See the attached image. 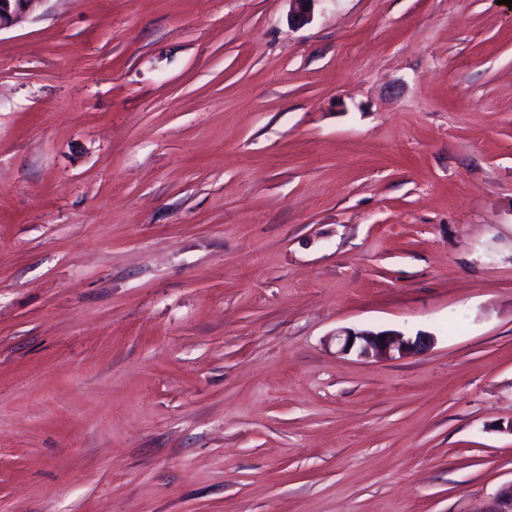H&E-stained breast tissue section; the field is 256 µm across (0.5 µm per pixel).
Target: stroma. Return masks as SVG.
Wrapping results in <instances>:
<instances>
[{
	"label": "stroma",
	"mask_w": 512,
	"mask_h": 512,
	"mask_svg": "<svg viewBox=\"0 0 512 512\" xmlns=\"http://www.w3.org/2000/svg\"><path fill=\"white\" fill-rule=\"evenodd\" d=\"M289 10L47 0L0 32V512L512 483V2ZM341 341L340 351L349 354L355 352L360 358L374 356H399L419 353L431 345V337L419 333L414 338L396 330H354L344 328L336 333ZM385 336V339H382ZM353 340L352 344L349 341Z\"/></svg>",
	"instance_id": "1"
}]
</instances>
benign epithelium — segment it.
<instances>
[{
  "label": "benign epithelium",
  "mask_w": 512,
  "mask_h": 512,
  "mask_svg": "<svg viewBox=\"0 0 512 512\" xmlns=\"http://www.w3.org/2000/svg\"><path fill=\"white\" fill-rule=\"evenodd\" d=\"M46 0H0V31L16 27L32 19ZM290 16L298 24L313 19L316 0H289ZM341 341L340 351L368 359L374 356H406L419 353L431 345V337L419 333L414 337L396 330H354L344 328L337 332ZM487 512H512V483L496 495Z\"/></svg>",
  "instance_id": "obj_1"
}]
</instances>
